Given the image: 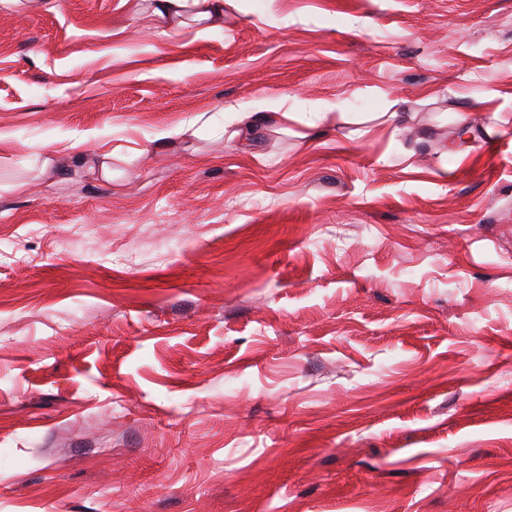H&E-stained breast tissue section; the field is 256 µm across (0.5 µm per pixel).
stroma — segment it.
Here are the masks:
<instances>
[{"mask_svg": "<svg viewBox=\"0 0 512 512\" xmlns=\"http://www.w3.org/2000/svg\"><path fill=\"white\" fill-rule=\"evenodd\" d=\"M162 27L0 4V512H512V0Z\"/></svg>", "mask_w": 512, "mask_h": 512, "instance_id": "35a3bbf8", "label": "stroma"}]
</instances>
